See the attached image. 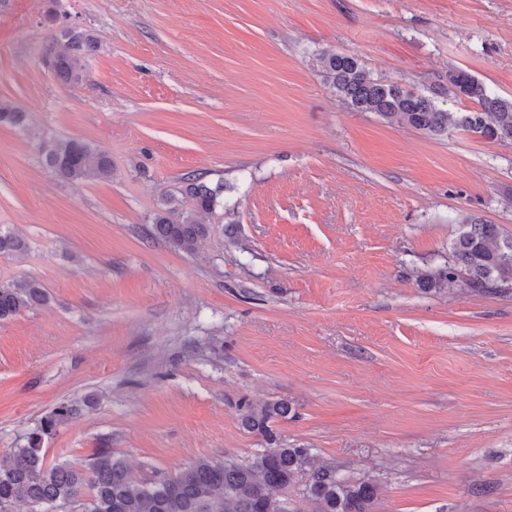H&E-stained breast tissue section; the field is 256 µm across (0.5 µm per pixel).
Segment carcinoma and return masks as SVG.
Listing matches in <instances>:
<instances>
[{
  "label": "carcinoma",
  "mask_w": 512,
  "mask_h": 512,
  "mask_svg": "<svg viewBox=\"0 0 512 512\" xmlns=\"http://www.w3.org/2000/svg\"><path fill=\"white\" fill-rule=\"evenodd\" d=\"M64 50L50 42L44 53L55 77L77 83L84 60L95 48L92 34L77 27L62 31ZM323 73L336 96L359 112H372L392 125L411 127L427 136H440L448 128L464 130L488 141L512 140V98L494 93L464 69H450L446 79L425 93H414L399 83L372 76L358 58L333 50L320 53ZM468 101L473 107L460 112L444 108L448 100ZM27 113L11 104H0V124L21 127ZM47 167L68 181L107 179L112 162L95 154L80 139L60 138L42 144ZM221 187H210L206 175L191 172L181 179L180 196H169L151 219V233L186 254L196 251L209 233L201 217L219 205ZM192 208L179 211L182 199ZM179 213V220L170 218ZM26 240L0 227V254H22ZM429 288L455 283L472 294L494 295L512 286V238L500 235L494 224L462 225L450 246L448 263L422 273ZM48 300L44 285L32 278L0 283V320L41 306ZM239 421L266 447L238 462L199 457L171 476L156 481L134 478L112 449L99 448L85 463H48L42 437L52 433L76 413L68 402L58 405L44 425L30 434L26 444L12 448L0 460V512H12L24 503L29 512L51 506L76 512H292L288 489L304 483L315 512H372L379 494L369 477L354 480L340 476L333 467H316L308 448L277 444L274 423L291 412L286 399L238 405Z\"/></svg>",
  "instance_id": "cac0c4a2"
}]
</instances>
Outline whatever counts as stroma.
<instances>
[{
	"label": "stroma",
	"mask_w": 512,
	"mask_h": 512,
	"mask_svg": "<svg viewBox=\"0 0 512 512\" xmlns=\"http://www.w3.org/2000/svg\"><path fill=\"white\" fill-rule=\"evenodd\" d=\"M65 22L96 42L71 84L42 63ZM324 49L510 98L512 0H0V104L28 114L0 125V226L29 245L0 281L50 294L0 321V457L79 401L47 461H244L239 399H285L281 446L376 479L373 512H512V289L419 280L466 221L512 237V141L355 111ZM62 136L111 178L56 177L40 145ZM189 172L224 185L192 255L147 234Z\"/></svg>",
	"instance_id": "1"
}]
</instances>
